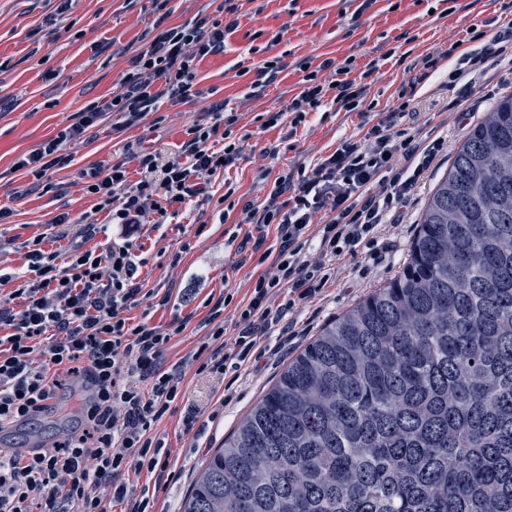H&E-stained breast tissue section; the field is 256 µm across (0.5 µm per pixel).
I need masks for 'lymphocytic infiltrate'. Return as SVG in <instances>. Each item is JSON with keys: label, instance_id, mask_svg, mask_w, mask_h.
I'll return each mask as SVG.
<instances>
[{"label": "lymphocytic infiltrate", "instance_id": "obj_1", "mask_svg": "<svg viewBox=\"0 0 512 512\" xmlns=\"http://www.w3.org/2000/svg\"><path fill=\"white\" fill-rule=\"evenodd\" d=\"M226 28L220 19L167 26L148 48L131 60L120 89L111 98L87 104L80 120L57 137L21 156L14 167L42 180L48 171L64 168L71 158L64 142L79 140L104 113L122 114L131 128L157 111L162 97L186 98L198 83V62L224 51ZM458 56L448 73L449 85L484 71L489 59L512 67V27L498 32L490 48L462 51L460 42L435 47L410 65L412 83H420L438 61ZM301 90L286 111L262 121L276 127L283 117L292 125L310 111L331 104L348 112L363 104L365 85L351 79L352 60L327 58L318 70L299 66ZM326 78H319V71ZM213 124H194L182 156L163 157L160 150L141 149L138 181H130L123 163L100 165L88 174L98 208L80 222L93 231L98 212H106L117 243L101 252H72L67 266L34 239L21 272L0 273V427L29 419L44 409L60 385L61 375L83 371L89 386L81 400L86 427L64 441L26 454L0 457V512H111L119 502L124 512H148L150 486L125 481V472L163 481L169 454L153 428L179 394L186 366L225 373L241 367L262 338L281 330L289 339L300 331L292 315L300 306L323 297L327 285L339 283L346 267L366 247L377 246L404 218L421 176L435 163L446 139L405 131L417 126L414 102L406 100L372 126L365 137L346 138L336 150L297 175L278 177L263 206L244 202L240 223L255 225L252 243H240L238 266L251 259L265 264L247 301L233 309V330L215 305L205 323L209 331L200 351L171 367L163 354L169 332L146 322H131L127 312L142 292L137 280L141 250L136 231L163 223L170 207L208 195L211 177L240 159L244 144L233 140L239 117L213 104ZM276 230L267 246L264 230ZM208 359H201V352Z\"/></svg>", "mask_w": 512, "mask_h": 512}]
</instances>
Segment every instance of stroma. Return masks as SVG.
I'll return each instance as SVG.
<instances>
[{"mask_svg": "<svg viewBox=\"0 0 512 512\" xmlns=\"http://www.w3.org/2000/svg\"><path fill=\"white\" fill-rule=\"evenodd\" d=\"M60 0H0V209L10 215L0 221V270H21L24 243L42 239L45 249L66 253L75 249L101 251L112 243V227L98 225L94 234L73 229L58 239L54 221L59 213L78 219L94 201L83 190L82 171L96 164L121 162L137 174L133 154L139 138L178 153L194 123L210 122L209 108L224 101L235 108L236 135L245 136L242 157L223 176L211 180L212 200L187 204L167 224L140 231L145 261L140 269L144 290L171 292L167 308L145 311L132 307L133 321L153 326L181 325L163 355L173 364L197 348L200 323L233 289L236 299L247 296L262 266L235 265L236 246L230 236L253 235L250 224H239L238 211L221 216L227 187L255 205H263L274 178L310 165L332 153L344 137H363L382 114L397 107L401 95L418 104L420 120L446 136L448 148L425 173L406 208L403 225L388 239L389 253L380 264L364 262L340 285L329 287L325 301L298 312L309 336L282 345L268 337L239 370L224 376L187 368L180 393L154 432L170 451L171 475L156 492L157 512H180L199 479L205 462L237 427L252 406L276 382L289 361L318 336L329 322L397 277L429 193L446 175L454 148L468 137L496 101L512 92V78L490 71L468 87L442 90L452 61L439 62L422 83L411 85V61L439 44L461 39L473 25L496 33L512 21L501 10L502 0H235L238 25L227 33L224 52L204 57L197 66L199 95L186 100L162 99L158 111L138 126L120 129L119 114L106 113L85 139L64 143L72 158L63 169L50 171L49 187H33L31 177L14 170L23 154L79 121L90 102L110 98L130 67L131 59L154 38L153 0H71L59 12ZM277 58L286 68L275 85L259 97L249 94L256 68ZM353 59V79L378 61L379 71L367 83L362 112L313 111L298 128L290 125L260 130L256 115L284 110L300 91L298 65L303 60ZM283 141L274 157L261 156L269 143ZM81 378L65 381L52 406L29 420L0 429V448L20 451L53 444L61 436L82 431V416L73 394ZM199 410L192 425L183 419L188 406Z\"/></svg>", "mask_w": 512, "mask_h": 512, "instance_id": "1", "label": "stroma"}]
</instances>
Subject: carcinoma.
<instances>
[{
    "label": "carcinoma",
    "instance_id": "1",
    "mask_svg": "<svg viewBox=\"0 0 512 512\" xmlns=\"http://www.w3.org/2000/svg\"><path fill=\"white\" fill-rule=\"evenodd\" d=\"M183 512H512V93L454 152L402 274L288 363Z\"/></svg>",
    "mask_w": 512,
    "mask_h": 512
}]
</instances>
